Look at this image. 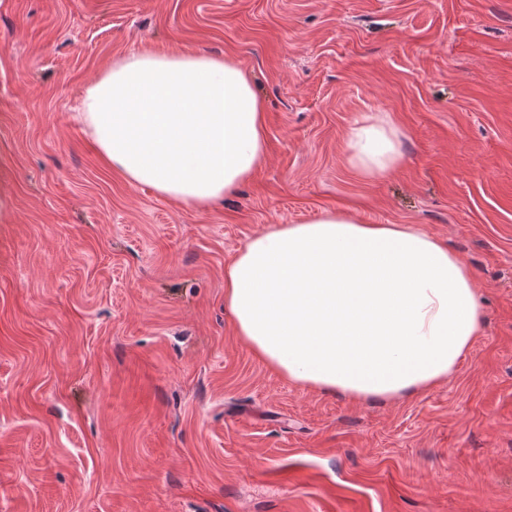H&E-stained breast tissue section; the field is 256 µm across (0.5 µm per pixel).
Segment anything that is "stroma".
Listing matches in <instances>:
<instances>
[{
	"instance_id": "1",
	"label": "stroma",
	"mask_w": 512,
	"mask_h": 512,
	"mask_svg": "<svg viewBox=\"0 0 512 512\" xmlns=\"http://www.w3.org/2000/svg\"><path fill=\"white\" fill-rule=\"evenodd\" d=\"M238 62L266 157L198 210L133 186L73 119L116 59ZM403 158L369 178L355 121ZM0 512H512V0H0ZM342 211L470 269L448 382L354 401L288 382L224 308L256 234ZM398 131L388 122L367 119L347 133L349 163L366 177H382L399 164Z\"/></svg>"
}]
</instances>
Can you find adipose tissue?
I'll list each match as a JSON object with an SVG mask.
<instances>
[{
	"label": "adipose tissue",
	"instance_id": "obj_1",
	"mask_svg": "<svg viewBox=\"0 0 512 512\" xmlns=\"http://www.w3.org/2000/svg\"><path fill=\"white\" fill-rule=\"evenodd\" d=\"M265 105L234 60L133 53L82 96L78 120L134 186L197 209L265 159ZM398 132L365 120L346 149L362 175L399 164ZM224 306L253 354L289 382L392 399L452 377L481 335L469 269L410 224L326 212L252 237L224 268Z\"/></svg>",
	"mask_w": 512,
	"mask_h": 512
}]
</instances>
